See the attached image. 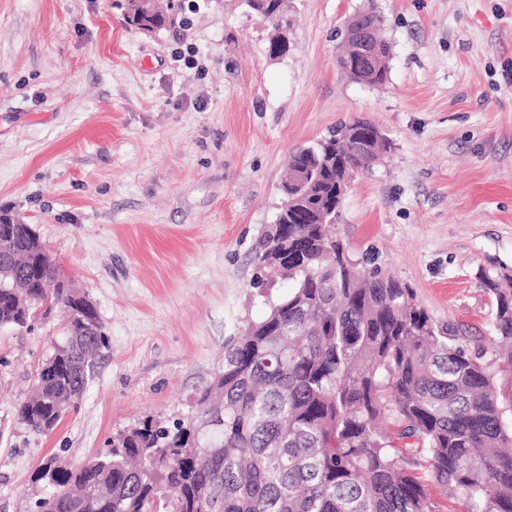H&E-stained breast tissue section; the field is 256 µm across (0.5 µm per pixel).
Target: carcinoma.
Returning a JSON list of instances; mask_svg holds the SVG:
<instances>
[{"mask_svg": "<svg viewBox=\"0 0 512 512\" xmlns=\"http://www.w3.org/2000/svg\"><path fill=\"white\" fill-rule=\"evenodd\" d=\"M288 27L283 0H245ZM127 24L160 30L173 19L127 4ZM354 144L337 134L292 152L288 178L312 168L314 211L337 203V183L369 167L375 126L355 119ZM278 213L260 239L253 287L291 282L269 314L231 338L224 367L197 400V418L166 426L146 418L105 455L41 469L50 491L35 512H447L430 487L452 493L456 512H512V416L496 376L512 367V289L485 272L493 335L434 324L412 289L367 258L356 262L331 226ZM16 260L37 262L22 308L0 288V326H27L32 307L83 301L60 277L30 225L10 227ZM65 342L41 365L34 397L17 408L37 434L77 408L89 376L85 323L67 318Z\"/></svg>", "mask_w": 512, "mask_h": 512, "instance_id": "carcinoma-1", "label": "carcinoma"}]
</instances>
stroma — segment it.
<instances>
[{
  "mask_svg": "<svg viewBox=\"0 0 512 512\" xmlns=\"http://www.w3.org/2000/svg\"><path fill=\"white\" fill-rule=\"evenodd\" d=\"M192 2L148 33L126 0H0V210L107 333L77 410L38 435L16 410L64 313L0 326V512H31L45 458L74 467L144 417L194 415L225 342L268 312L252 258L291 152L355 118L389 148L352 180L337 234L435 324L491 333L478 274L512 276V0H288L279 56L242 0ZM368 7L391 46L378 86L336 63L337 29Z\"/></svg>",
  "mask_w": 512,
  "mask_h": 512,
  "instance_id": "35a3bbf8",
  "label": "stroma"
}]
</instances>
